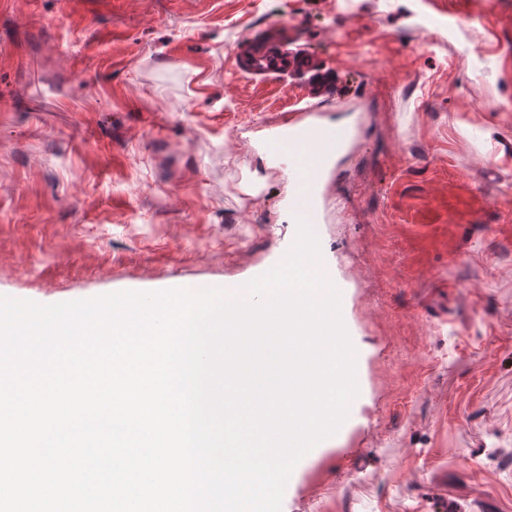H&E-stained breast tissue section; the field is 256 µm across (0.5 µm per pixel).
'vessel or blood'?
Instances as JSON below:
<instances>
[{
  "instance_id": "obj_1",
  "label": "vessel or blood",
  "mask_w": 512,
  "mask_h": 512,
  "mask_svg": "<svg viewBox=\"0 0 512 512\" xmlns=\"http://www.w3.org/2000/svg\"><path fill=\"white\" fill-rule=\"evenodd\" d=\"M334 127L295 121L271 138L267 151L289 169L293 182L292 210L309 223L319 219L316 203L318 177L336 151Z\"/></svg>"
}]
</instances>
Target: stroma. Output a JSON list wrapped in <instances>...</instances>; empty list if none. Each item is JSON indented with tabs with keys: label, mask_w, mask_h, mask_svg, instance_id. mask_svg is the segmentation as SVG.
Wrapping results in <instances>:
<instances>
[{
	"label": "stroma",
	"mask_w": 512,
	"mask_h": 512,
	"mask_svg": "<svg viewBox=\"0 0 512 512\" xmlns=\"http://www.w3.org/2000/svg\"><path fill=\"white\" fill-rule=\"evenodd\" d=\"M294 115L359 394L282 512H512V0H0V296L255 278ZM337 142L336 128L302 121L287 123L283 131L267 142V151L288 167L292 178L294 224L298 214L309 224L317 223V180L335 154ZM308 156L313 157L312 162H303L302 159Z\"/></svg>",
	"instance_id": "obj_1"
}]
</instances>
